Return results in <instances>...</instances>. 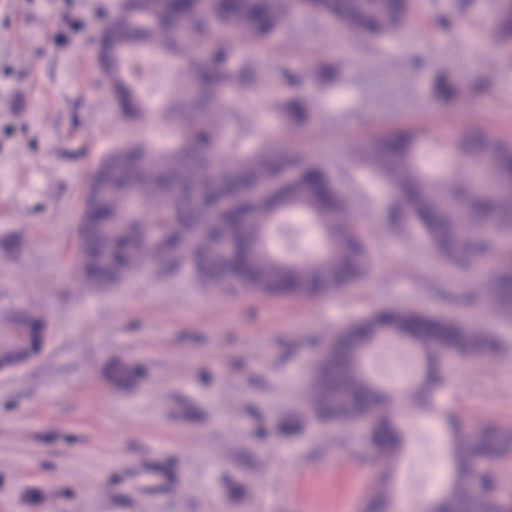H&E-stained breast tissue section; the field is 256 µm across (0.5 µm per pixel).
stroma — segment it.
<instances>
[{
	"instance_id": "35a3bbf8",
	"label": "stroma",
	"mask_w": 512,
	"mask_h": 512,
	"mask_svg": "<svg viewBox=\"0 0 512 512\" xmlns=\"http://www.w3.org/2000/svg\"><path fill=\"white\" fill-rule=\"evenodd\" d=\"M493 0H414L402 34L362 46L329 24L300 21L270 60L335 62L342 101L323 97L288 144L335 160L372 198L360 214L375 270L323 300L230 295L191 275L86 288L68 269L83 188L125 134L99 80L93 33L112 0H0V316L48 320L27 366L0 375V512H355L373 472L351 434L301 412L318 349L336 328L414 307L444 313L448 268L421 237L374 214L387 185L352 152L396 127L440 141L480 125L512 137V56L487 51ZM457 14L452 26L434 22ZM447 70L452 88L432 87ZM493 359L449 357L463 429L512 425V324ZM130 375L122 385L115 369ZM397 479L420 498L445 447L418 423Z\"/></svg>"
}]
</instances>
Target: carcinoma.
<instances>
[{"label": "carcinoma", "mask_w": 512, "mask_h": 512, "mask_svg": "<svg viewBox=\"0 0 512 512\" xmlns=\"http://www.w3.org/2000/svg\"><path fill=\"white\" fill-rule=\"evenodd\" d=\"M410 12L411 0H112L103 25L112 36V70L104 72L112 111L152 132L112 142L107 181L95 199L82 198L79 281L117 288L189 266L199 287L226 294L323 298L361 284L373 265L360 229L362 194L334 161L283 143L284 132L312 119L306 86L342 89L336 65L269 66L243 45L286 41L301 18L382 41L403 32ZM491 21L495 46L512 51V8L494 3ZM158 62L171 79L152 88L138 66ZM281 85L292 94L277 96ZM261 91L270 112L259 127L231 105ZM353 152L391 189L381 223L416 226L441 263L475 275L463 291L448 280V302L511 321L512 139L475 129L442 144L424 130L396 128ZM40 321L19 311L1 320L0 352L33 347L16 331ZM397 345L415 372L383 381L369 363ZM499 347L481 320L403 307L341 327L321 345L302 403L371 449L374 475L357 512H398L408 416L444 428L450 461L446 485L418 512H512V427L489 422L458 434L448 376V355L471 359ZM480 458L485 471L476 468Z\"/></svg>", "instance_id": "cac0c4a2"}]
</instances>
